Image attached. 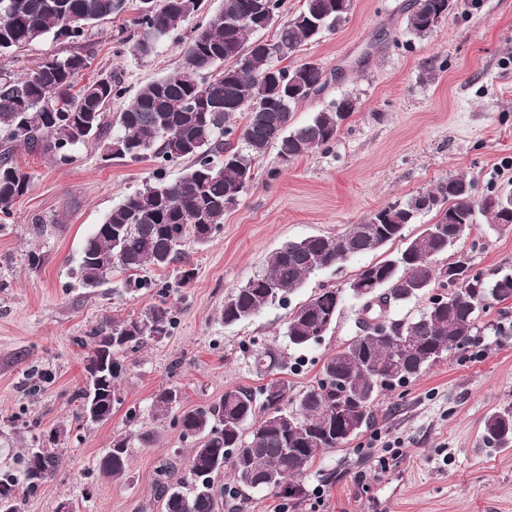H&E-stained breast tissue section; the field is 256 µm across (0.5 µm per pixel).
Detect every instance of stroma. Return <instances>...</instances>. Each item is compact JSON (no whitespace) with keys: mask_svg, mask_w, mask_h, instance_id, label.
<instances>
[{"mask_svg":"<svg viewBox=\"0 0 512 512\" xmlns=\"http://www.w3.org/2000/svg\"><path fill=\"white\" fill-rule=\"evenodd\" d=\"M410 0H353L334 31L301 47L297 61L337 75L322 95L298 104L292 127L307 124L331 100L350 96L357 109L329 150L288 166L268 154L254 184L225 212L212 243L190 248L189 287L171 268L147 267V288L122 289L120 275L96 288L79 286L74 270L96 224L150 175L149 162H103L96 146L57 166L40 152L18 148L17 164L31 188L0 222V467L13 464L32 442L30 423L48 430L74 421V390L82 384L88 333L102 318L126 320L167 301L177 324L170 336L129 353L119 400L109 420L72 430L62 441L65 468L26 501L25 512H57L70 501L79 512H160L152 500L163 460L177 461L173 479L186 478L191 444L177 423L183 411L217 402L226 390L264 385L249 352H285L291 390L314 384L325 355L356 333L359 301L345 298L323 340L301 352L284 337L292 306L322 286L345 287L366 265L400 250L355 256L339 269L311 275L286 305L225 326L228 292L261 270L282 244L307 236L333 237L390 203L463 175L476 197L512 192V0H456L434 32L417 37L406 27ZM118 13L89 30L86 83L115 73L126 87L109 111L119 116L147 83L173 73L180 60L174 39L146 56L118 52L127 24ZM277 177H268V170ZM51 225L38 236L34 222ZM43 254L30 267L29 251ZM464 259L491 281L512 272V227L490 228L478 217L441 263ZM168 287L160 297L157 286ZM174 386L181 400L155 418L159 388ZM512 406V301L495 303L465 348L454 351L406 385L382 392L374 421L346 447L316 459L303 478L305 497L288 504L267 490L234 512H512V447L483 441L486 416ZM150 432L134 444L128 473L105 476L98 461L114 436ZM338 473L321 485V471Z\"/></svg>","mask_w":512,"mask_h":512,"instance_id":"stroma-1","label":"stroma"}]
</instances>
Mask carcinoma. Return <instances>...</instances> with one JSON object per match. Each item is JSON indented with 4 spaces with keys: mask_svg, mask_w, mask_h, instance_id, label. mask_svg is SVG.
<instances>
[{
    "mask_svg": "<svg viewBox=\"0 0 512 512\" xmlns=\"http://www.w3.org/2000/svg\"><path fill=\"white\" fill-rule=\"evenodd\" d=\"M264 2L279 19L273 34L279 54L262 51L249 39L258 32L243 17L252 0H224L222 10L195 28L182 46L179 69L142 87L120 113L114 132L108 107L124 93L121 78L111 73L78 85L88 67L78 43L94 24L126 10L127 0H0V54L50 35L77 45L41 59L24 76L0 68V214L11 215L15 201L30 188V175L13 159L21 144L51 155L59 166L67 164V154L89 144L100 146L105 162L150 161L152 176L113 207L87 238L77 279L96 288L116 271L127 274L126 286L137 291L150 287L137 277L139 271L179 263L177 286L188 287L194 272L184 250L215 239L224 213L239 204L244 177H257L268 151L277 149L286 165L325 150L336 141L344 115L356 111V101L344 96L292 129V108L308 97L269 94L263 84L270 73L284 84L300 78L313 96L321 95L328 82L318 65L281 62L335 28L347 15L343 0H304L298 12L287 16L283 0ZM140 3L150 5L149 10L137 9L116 43L147 55L199 12L203 0ZM452 6L453 0H412L408 30L420 38L430 35L436 28L432 19ZM238 113L246 114L241 125ZM177 162L184 163L180 177L165 181L163 169ZM421 211L436 213L438 232L405 236ZM478 212L491 225L507 221L500 208L475 198L471 181L451 176L376 211L388 216L385 223L376 224L369 216L336 237L308 236L282 245L261 271L227 294L222 320L232 326L276 303H288L311 275L401 239L404 246L395 255L363 267L347 288H323L294 307L286 327L288 343L303 350L319 342L336 323L345 291L365 302L385 292L383 302L390 308L426 295L429 304L408 320L387 315L372 328L358 326L357 335L325 359L322 378L297 393L288 392V381L278 377L286 368L284 356L267 347L251 351L255 371L274 379L258 390H227L217 403L182 413L183 438L192 440L185 458L190 481L158 482L162 512H224V487L215 480L226 469L242 500L264 489L301 500L306 490L299 478L317 456L347 445L371 423L381 392L413 380L468 343L485 302L512 300V274L486 282L466 261L457 260L468 274L460 282L443 276L437 266L436 258L460 238L459 225H469L466 234H471ZM436 288L441 292L435 295ZM175 323V310L163 300L135 319L114 322L106 317L90 331V352L103 356L105 368L86 377L72 394L78 425L97 397L101 415L112 416L125 355L170 335ZM178 397L172 387L158 389L155 417H165L166 405ZM60 435L56 428L40 433L41 442L25 449L17 470L0 474V494L9 499V512H24L27 498L61 470ZM484 438L494 448L512 446V406L487 417ZM129 448L130 436L113 438L100 469L114 478L126 475Z\"/></svg>",
    "mask_w": 512,
    "mask_h": 512,
    "instance_id": "obj_1",
    "label": "carcinoma"
}]
</instances>
